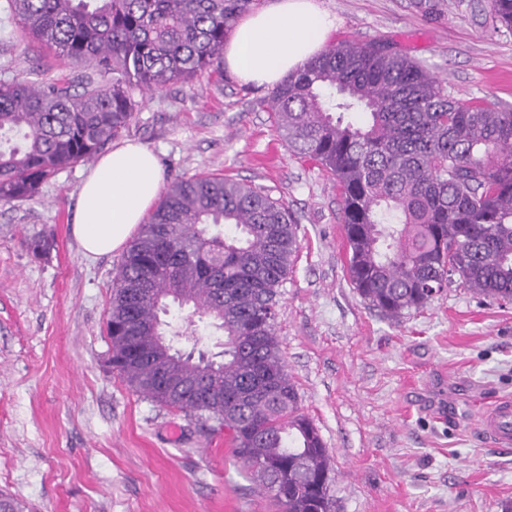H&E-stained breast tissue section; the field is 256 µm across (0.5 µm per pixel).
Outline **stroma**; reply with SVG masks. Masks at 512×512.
I'll use <instances>...</instances> for the list:
<instances>
[{
  "mask_svg": "<svg viewBox=\"0 0 512 512\" xmlns=\"http://www.w3.org/2000/svg\"><path fill=\"white\" fill-rule=\"evenodd\" d=\"M331 42L382 41L426 62L454 98L512 105V30L486 0H320ZM89 63L31 43L0 0V80L78 83ZM271 92L225 69L136 95L119 141L169 177L221 174L287 203L300 243L277 334L303 412L331 456L337 512H505L512 449L478 419L512 396V301L452 282L387 319L349 280L332 176L289 150ZM90 166L0 206V493L24 512H277L227 432L135 393L112 370L106 315L121 252L87 258L72 234ZM48 235L35 254L30 240Z\"/></svg>",
  "mask_w": 512,
  "mask_h": 512,
  "instance_id": "35a3bbf8",
  "label": "stroma"
}]
</instances>
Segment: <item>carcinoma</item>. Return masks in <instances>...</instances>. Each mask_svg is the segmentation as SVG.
<instances>
[{"instance_id": "1", "label": "carcinoma", "mask_w": 512, "mask_h": 512, "mask_svg": "<svg viewBox=\"0 0 512 512\" xmlns=\"http://www.w3.org/2000/svg\"><path fill=\"white\" fill-rule=\"evenodd\" d=\"M253 0H7L32 40L112 78L0 81V203L29 200L59 168L89 162L127 128L135 91L224 63ZM512 29V0H488ZM292 151L331 173L351 283L387 318L458 278L512 300V109L459 100L428 66L382 42H344L288 76L268 102ZM299 243L280 199L218 175L167 182L123 254L107 312L112 369L155 403L232 434L235 454L281 512H333L331 468L301 411L276 316ZM223 332L222 360L157 349L190 340L167 299ZM183 385L160 386L158 377Z\"/></svg>"}]
</instances>
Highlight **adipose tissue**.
Instances as JSON below:
<instances>
[{"mask_svg":"<svg viewBox=\"0 0 512 512\" xmlns=\"http://www.w3.org/2000/svg\"><path fill=\"white\" fill-rule=\"evenodd\" d=\"M335 23L318 0H272L243 17L224 46V67L245 84L275 89L317 55ZM157 156L138 142L114 146L87 174L73 234L91 256L122 249L159 198Z\"/></svg>","mask_w":512,"mask_h":512,"instance_id":"ef3b65f1","label":"adipose tissue"}]
</instances>
